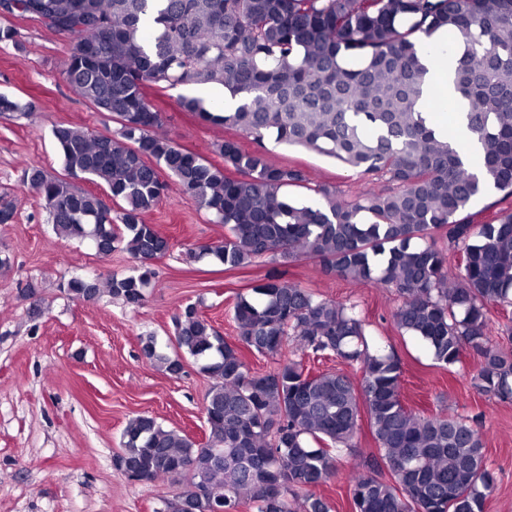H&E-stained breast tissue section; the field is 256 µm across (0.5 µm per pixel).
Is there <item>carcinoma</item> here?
I'll return each mask as SVG.
<instances>
[{
  "mask_svg": "<svg viewBox=\"0 0 512 512\" xmlns=\"http://www.w3.org/2000/svg\"><path fill=\"white\" fill-rule=\"evenodd\" d=\"M28 18L42 7L68 23L73 40L64 77L115 134L60 123L52 134L63 162L54 175L24 170L62 237L88 241L100 257L124 249L136 266L101 279L75 276L63 291L93 302L108 293L136 308L145 300L153 261L171 248L146 213L173 179L224 240L198 244L196 260L227 270L268 257L286 265L316 260L322 273L393 288L398 332L413 336L435 362L450 366L466 348L482 357L476 389L512 400V353L492 343L488 307L512 305V209L476 224L467 209L493 188L512 197V0H19ZM151 19L153 35H143ZM449 58L448 85L460 105L465 139L483 149L474 170L453 139L425 117L429 59ZM224 87L237 106L225 111L183 95L181 108L262 145L303 147L390 187L364 188L354 200L320 186L318 204L301 200L307 171L270 164L262 151L228 137L216 145L220 168L157 134L154 86ZM81 177L109 193L76 187ZM19 199L0 194V224ZM447 240L461 262L452 270ZM237 336L228 342L190 303L174 317L175 344L142 340L144 355L177 377L186 357L214 379L205 396V441L128 419L114 467L134 481L169 483L178 512H330L315 489L352 452L367 415L378 456L350 476L355 512H484L495 486L477 424L421 416L401 393V359L369 352L355 306L323 298L270 271L232 307ZM293 339L298 359L279 358ZM277 359L253 374L243 350ZM334 356L361 370L360 384L341 371H310L302 357ZM200 485L204 495L191 487Z\"/></svg>",
  "mask_w": 512,
  "mask_h": 512,
  "instance_id": "carcinoma-1",
  "label": "carcinoma"
}]
</instances>
